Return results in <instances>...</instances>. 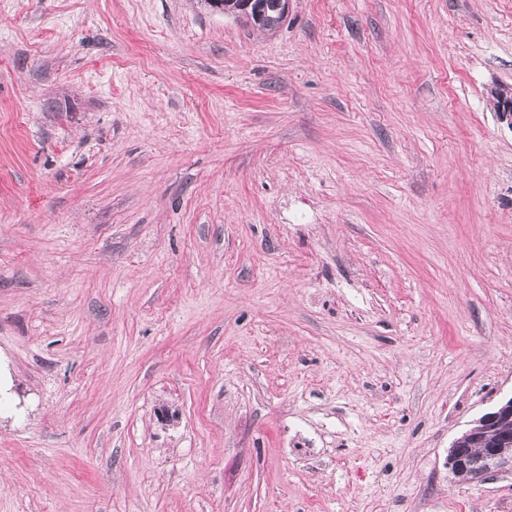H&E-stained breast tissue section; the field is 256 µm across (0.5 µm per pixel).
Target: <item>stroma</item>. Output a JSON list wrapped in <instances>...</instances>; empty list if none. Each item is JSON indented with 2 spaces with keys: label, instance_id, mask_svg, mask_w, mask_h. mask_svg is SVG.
<instances>
[{
  "label": "stroma",
  "instance_id": "obj_1",
  "mask_svg": "<svg viewBox=\"0 0 512 512\" xmlns=\"http://www.w3.org/2000/svg\"><path fill=\"white\" fill-rule=\"evenodd\" d=\"M500 84L512 0H0V512H512ZM224 4V13H230L236 15L238 17L243 18L246 22H249L251 25L258 27L259 29L266 31H273L277 29L284 20V16L279 12L283 11L287 13L288 11V0H273L275 2L269 3L267 2H259L255 4V13L258 18H260L266 12V16L264 21L259 23L254 17L251 9H249V13L243 10V5L245 0H221ZM269 7V8H268ZM275 10H273V9ZM277 10V11H276ZM279 10V11H278ZM499 430L501 437L484 444L483 448H465L480 433ZM512 396L492 410L482 414L472 426L457 437L448 450V470L455 478L469 481L458 472H468L473 480L502 470H512Z\"/></svg>",
  "mask_w": 512,
  "mask_h": 512
}]
</instances>
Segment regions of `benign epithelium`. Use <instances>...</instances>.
<instances>
[{"instance_id":"obj_1","label":"benign epithelium","mask_w":512,"mask_h":512,"mask_svg":"<svg viewBox=\"0 0 512 512\" xmlns=\"http://www.w3.org/2000/svg\"><path fill=\"white\" fill-rule=\"evenodd\" d=\"M495 111L512 126V86L495 91ZM448 470L469 473L479 481L502 470H512V396L482 414L457 437L448 450Z\"/></svg>"}]
</instances>
